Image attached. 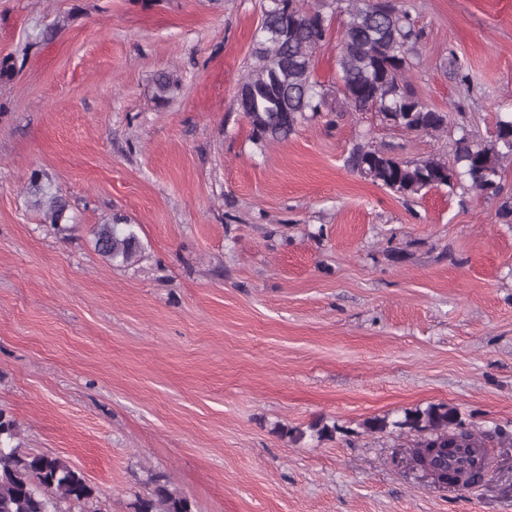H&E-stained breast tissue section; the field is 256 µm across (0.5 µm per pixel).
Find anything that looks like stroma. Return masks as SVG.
Listing matches in <instances>:
<instances>
[{
	"instance_id": "1",
	"label": "stroma",
	"mask_w": 512,
	"mask_h": 512,
	"mask_svg": "<svg viewBox=\"0 0 512 512\" xmlns=\"http://www.w3.org/2000/svg\"><path fill=\"white\" fill-rule=\"evenodd\" d=\"M265 0H0V409L130 512L167 473L195 512H512V447L446 488L371 434L430 403L512 430V224L469 188L413 200L351 172L361 135L408 161L512 113V0H404L408 80L448 129L327 106L258 145L236 95ZM177 72L169 102L155 76ZM69 204L46 224L32 173ZM121 215L133 265L94 249ZM336 424L292 444L284 428Z\"/></svg>"
}]
</instances>
